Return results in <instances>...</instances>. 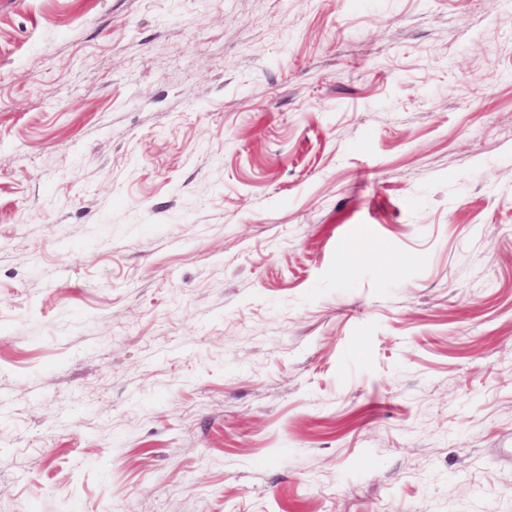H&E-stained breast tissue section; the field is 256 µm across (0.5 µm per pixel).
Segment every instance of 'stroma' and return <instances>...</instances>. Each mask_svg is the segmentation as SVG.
Returning a JSON list of instances; mask_svg holds the SVG:
<instances>
[{"mask_svg":"<svg viewBox=\"0 0 512 512\" xmlns=\"http://www.w3.org/2000/svg\"><path fill=\"white\" fill-rule=\"evenodd\" d=\"M0 512H512V0H0Z\"/></svg>","mask_w":512,"mask_h":512,"instance_id":"stroma-1","label":"stroma"}]
</instances>
